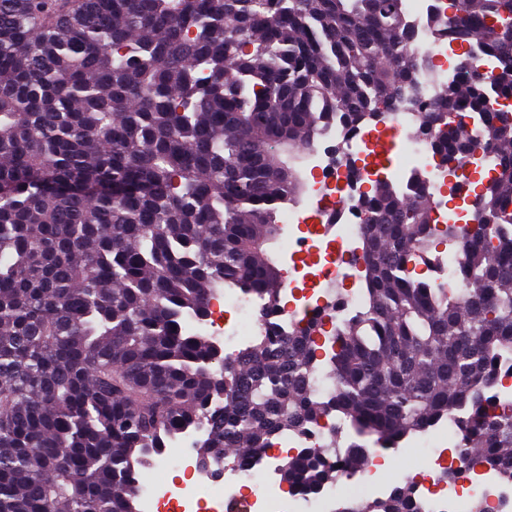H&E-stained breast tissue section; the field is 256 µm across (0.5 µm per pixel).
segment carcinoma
Instances as JSON below:
<instances>
[{
	"instance_id": "1",
	"label": "carcinoma",
	"mask_w": 512,
	"mask_h": 512,
	"mask_svg": "<svg viewBox=\"0 0 512 512\" xmlns=\"http://www.w3.org/2000/svg\"><path fill=\"white\" fill-rule=\"evenodd\" d=\"M512 100V0H447ZM402 0H0V512H138L136 481L189 431L203 466L242 463L327 414L345 431L280 467L308 496L453 416L464 468L512 483V119L462 76L423 99ZM452 170L497 142L472 222L438 236L421 192L363 194L365 305L259 336L232 365L187 321L224 286L280 309L271 245L306 181L300 150L395 102ZM466 112L474 124H462ZM460 239L467 298L407 267ZM326 346L325 358L318 349ZM336 381L322 398L311 379ZM346 512H422L415 485Z\"/></svg>"
}]
</instances>
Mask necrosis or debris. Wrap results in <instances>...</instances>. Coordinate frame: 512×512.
Segmentation results:
<instances>
[{
	"mask_svg": "<svg viewBox=\"0 0 512 512\" xmlns=\"http://www.w3.org/2000/svg\"><path fill=\"white\" fill-rule=\"evenodd\" d=\"M441 0H404V9L412 25L416 42L424 53L418 66V78L425 95H432L438 82L456 80L455 59L458 44L438 35L433 15L441 8ZM417 107L403 103L378 126L360 125L349 133H341L329 126L325 137L342 140L339 157L312 150L302 157L303 170L309 171L307 194L296 205L290 206L282 224L283 240L288 245L290 259L312 248L311 238L322 240L316 251L317 270L308 274V288L302 289L301 305L282 306L273 319L282 329H290L312 316L318 308L331 305L336 293H344L345 301L334 308L332 320L341 323L354 314L362 304L363 277L355 259L363 251V215L360 201L368 182L380 172L361 165L372 141L386 137L392 149L398 150L399 169L389 172L390 179H398L400 171L421 175L422 190L432 203L434 225L448 221V193L464 199H473L472 184L475 174L491 175L488 163L496 157L495 145L479 138L466 165L456 176H449L447 166L433 154L428 140L418 136ZM263 303L255 295L238 288L218 291L211 306V314L200 332L213 337L224 346L225 353L234 354L254 337L262 335ZM336 421L324 418L303 435L279 439L274 447L266 449L236 467H225L217 461L201 466L194 447L199 433L183 435L174 452L160 457L155 467L164 474H172L171 482H139L137 492L144 505L143 512H224L225 501L247 500L253 512H333L342 488H349L358 498L378 495L384 485L379 472L385 461L375 456L373 464L364 473L352 475L339 471L334 484L323 487L312 496L287 494L275 478L280 461L304 448H318L332 439L331 430ZM453 419H445L434 428L419 434L410 442L426 475L417 482L419 497L430 512H469L474 490H481L486 512H512V485L501 484L495 475H485L479 486L464 482L454 485L436 484L433 475L448 464L447 437H459Z\"/></svg>",
	"mask_w": 512,
	"mask_h": 512,
	"instance_id": "necrosis-or-debris-1",
	"label": "necrosis or debris"
}]
</instances>
